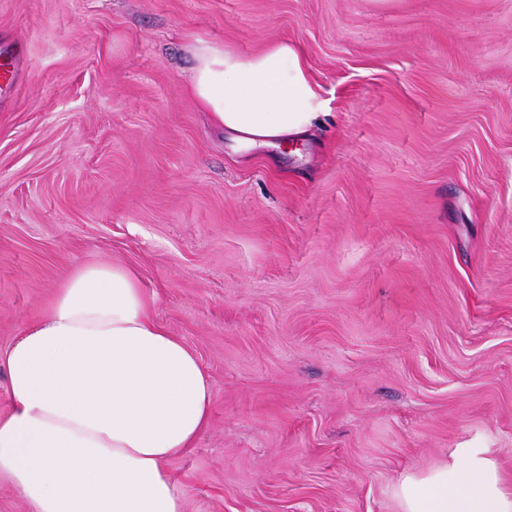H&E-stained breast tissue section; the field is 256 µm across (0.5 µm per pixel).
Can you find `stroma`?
<instances>
[{
    "label": "stroma",
    "mask_w": 512,
    "mask_h": 512,
    "mask_svg": "<svg viewBox=\"0 0 512 512\" xmlns=\"http://www.w3.org/2000/svg\"><path fill=\"white\" fill-rule=\"evenodd\" d=\"M279 40L327 110L239 149L195 53ZM82 261L211 377L185 512H401L456 448L512 482V0H0V355Z\"/></svg>",
    "instance_id": "obj_1"
}]
</instances>
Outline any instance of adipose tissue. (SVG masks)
I'll return each mask as SVG.
<instances>
[{
	"instance_id": "adipose-tissue-1",
	"label": "adipose tissue",
	"mask_w": 512,
	"mask_h": 512,
	"mask_svg": "<svg viewBox=\"0 0 512 512\" xmlns=\"http://www.w3.org/2000/svg\"><path fill=\"white\" fill-rule=\"evenodd\" d=\"M192 91L244 147L288 143L325 109L301 48L285 41L248 57L201 46ZM152 309L133 269L81 263L7 350L0 476L33 512H184L165 463L207 426L212 385ZM396 492L402 512H512L485 448L456 449Z\"/></svg>"
}]
</instances>
